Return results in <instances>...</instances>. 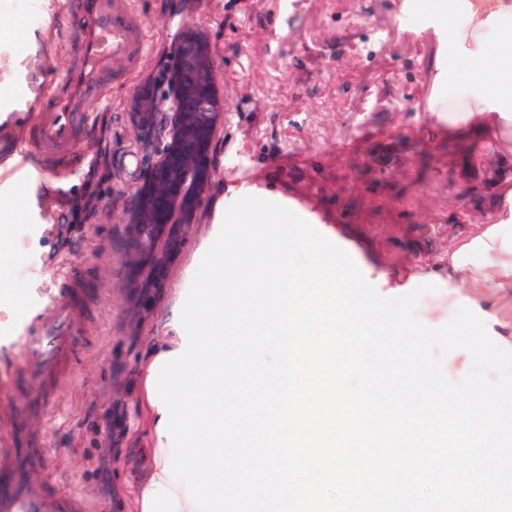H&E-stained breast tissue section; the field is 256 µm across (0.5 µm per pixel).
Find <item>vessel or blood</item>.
<instances>
[{"instance_id": "1", "label": "vessel or blood", "mask_w": 512, "mask_h": 512, "mask_svg": "<svg viewBox=\"0 0 512 512\" xmlns=\"http://www.w3.org/2000/svg\"><path fill=\"white\" fill-rule=\"evenodd\" d=\"M124 5L125 0H71L79 62L61 90L51 94L50 38L41 13L28 0H0V13L20 23L14 35L0 38V132L9 133L17 122L35 116L28 132L43 149L44 174L76 170L75 147L87 125L83 103L106 95L108 62L142 51L140 31L126 18ZM63 293L66 303L24 339L23 372L30 387L21 399L12 400L7 418L13 430L0 441V512H87L81 496L31 478L32 470L47 466L43 434L33 421L48 413L59 384L72 372L77 323L90 300L84 271L67 278Z\"/></svg>"}]
</instances>
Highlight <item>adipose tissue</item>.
<instances>
[{"label":"adipose tissue","instance_id":"adipose-tissue-1","mask_svg":"<svg viewBox=\"0 0 512 512\" xmlns=\"http://www.w3.org/2000/svg\"><path fill=\"white\" fill-rule=\"evenodd\" d=\"M448 11L463 12L467 20L448 28L458 50L446 71L452 92L434 100L430 109L446 114L449 129L471 126L492 137L498 176L512 180V0H448ZM504 206L502 220L450 255L449 285L467 280L512 288V192ZM168 458V441L155 433L140 478L137 512H197L184 488L165 473Z\"/></svg>","mask_w":512,"mask_h":512}]
</instances>
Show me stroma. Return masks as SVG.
Here are the masks:
<instances>
[{
  "instance_id": "obj_1",
  "label": "stroma",
  "mask_w": 512,
  "mask_h": 512,
  "mask_svg": "<svg viewBox=\"0 0 512 512\" xmlns=\"http://www.w3.org/2000/svg\"><path fill=\"white\" fill-rule=\"evenodd\" d=\"M51 0L52 90L78 61L76 33ZM437 0H130L143 51L107 66L109 95L92 102L87 133L76 152L77 173L39 177L42 151L25 129L0 140V156L20 164L0 173V198L14 197L11 279L16 308L0 309V388L24 393L23 338L38 313L62 301L70 269L87 267L91 304L80 331L71 378L40 421L49 467L42 473L80 494L89 512H136L139 479L151 443L148 408L139 378L153 344L174 336L172 309L186 297L206 242L219 234L217 201L232 204L244 189L297 210L347 244V254L382 296L434 282L461 241L498 221L496 199L512 185L492 179L498 157L467 161L469 141L450 137L447 123L429 110L447 96L438 80L456 48ZM189 23L209 39L227 110L218 134L215 176L167 287L150 315L128 317L120 198L131 193L143 165L123 161L135 149L128 121L133 96L158 79L168 53ZM110 127L109 162L124 168L100 188L97 207L83 223L69 224L72 199L85 190L86 167L99 150L100 125ZM46 200L49 224L24 217L28 193ZM493 316L492 331L512 343V289L469 283L439 285L424 295L417 316L432 327L460 307ZM124 415V435L107 454L112 408Z\"/></svg>"
}]
</instances>
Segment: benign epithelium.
<instances>
[{"label": "benign epithelium", "mask_w": 512, "mask_h": 512, "mask_svg": "<svg viewBox=\"0 0 512 512\" xmlns=\"http://www.w3.org/2000/svg\"><path fill=\"white\" fill-rule=\"evenodd\" d=\"M175 65L161 91L129 103L128 118L146 157L135 190L124 199L126 286L130 314L143 320L164 293L172 262L196 221L214 177L213 151L224 121L210 42L186 25L172 47Z\"/></svg>", "instance_id": "1"}]
</instances>
